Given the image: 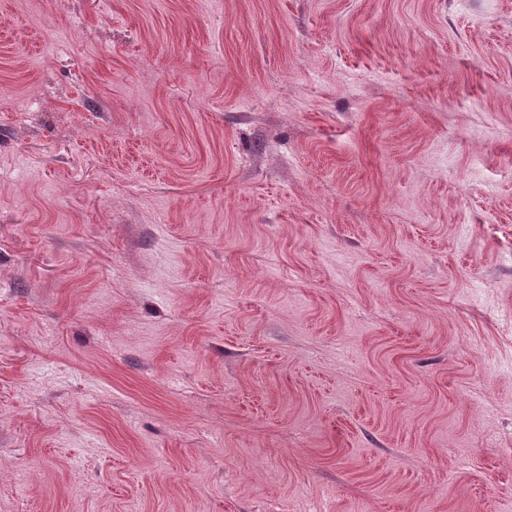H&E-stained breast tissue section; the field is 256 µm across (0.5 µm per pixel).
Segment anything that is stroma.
Instances as JSON below:
<instances>
[{"label":"stroma","instance_id":"stroma-1","mask_svg":"<svg viewBox=\"0 0 512 512\" xmlns=\"http://www.w3.org/2000/svg\"><path fill=\"white\" fill-rule=\"evenodd\" d=\"M0 512H512V0H0Z\"/></svg>","mask_w":512,"mask_h":512}]
</instances>
